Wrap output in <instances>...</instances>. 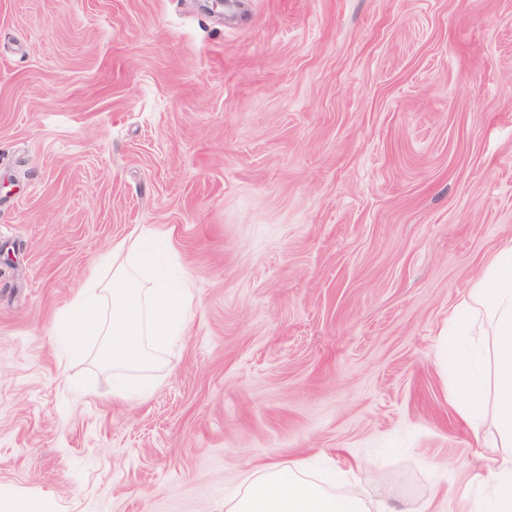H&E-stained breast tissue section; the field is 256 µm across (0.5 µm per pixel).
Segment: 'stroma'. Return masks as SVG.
I'll return each instance as SVG.
<instances>
[{
	"label": "stroma",
	"mask_w": 512,
	"mask_h": 512,
	"mask_svg": "<svg viewBox=\"0 0 512 512\" xmlns=\"http://www.w3.org/2000/svg\"><path fill=\"white\" fill-rule=\"evenodd\" d=\"M155 230L187 336L50 330ZM512 238V0H0V497L224 512L256 466L467 512L448 318Z\"/></svg>",
	"instance_id": "obj_1"
}]
</instances>
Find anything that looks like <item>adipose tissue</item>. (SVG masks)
I'll list each match as a JSON object with an SVG mask.
<instances>
[{
    "instance_id": "adipose-tissue-1",
    "label": "adipose tissue",
    "mask_w": 512,
    "mask_h": 512,
    "mask_svg": "<svg viewBox=\"0 0 512 512\" xmlns=\"http://www.w3.org/2000/svg\"><path fill=\"white\" fill-rule=\"evenodd\" d=\"M450 321L448 368L455 376L454 397L461 420L477 428L492 408L498 459L475 451L469 468L470 512H512V240L504 242L484 279L463 300ZM224 512H391L370 502L364 490L338 494L307 479L302 465L259 467L243 491L224 503Z\"/></svg>"
}]
</instances>
